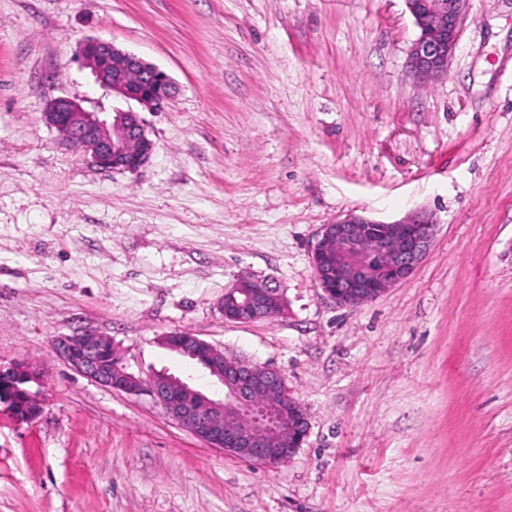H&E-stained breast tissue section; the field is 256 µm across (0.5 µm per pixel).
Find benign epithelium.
I'll return each instance as SVG.
<instances>
[{
  "mask_svg": "<svg viewBox=\"0 0 512 512\" xmlns=\"http://www.w3.org/2000/svg\"><path fill=\"white\" fill-rule=\"evenodd\" d=\"M418 35L408 67L421 83L448 72L459 41L468 0H405ZM78 54L93 70L99 84L113 94L159 112L173 91L170 77L151 63L99 38H85ZM58 140L82 149L102 170L136 172L150 161L155 144L148 137L140 113L133 110L88 112L69 98L51 101L45 113ZM436 224L423 211L385 223L350 213L320 226L311 246L313 273L324 299L340 308L371 301L406 282L426 255ZM284 296L263 279L239 278L224 292V318L254 321L284 311ZM164 343L176 352L189 351L197 363L222 387L223 396L212 398L178 377L161 374L144 382L124 367L113 368L119 357L112 340L94 332L59 337L58 357L86 378L113 390L148 395L179 424L207 445L247 461L279 465L302 447L308 434L304 407L288 395L283 375L268 366L224 358V353L196 336L174 333ZM12 392L0 394V405L20 419L38 413L31 384L40 381L39 370L27 361L0 367V382ZM282 394L281 418L288 437L278 438L258 425H245L240 411L261 393Z\"/></svg>",
  "mask_w": 512,
  "mask_h": 512,
  "instance_id": "1",
  "label": "benign epithelium"
}]
</instances>
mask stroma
Segmentation results:
<instances>
[{
  "label": "stroma",
  "instance_id": "1",
  "mask_svg": "<svg viewBox=\"0 0 512 512\" xmlns=\"http://www.w3.org/2000/svg\"><path fill=\"white\" fill-rule=\"evenodd\" d=\"M416 36L404 0H0V364L43 372L38 417L0 407V512H512V0H469L435 82ZM89 37L175 83L139 172L44 120L135 108L80 63ZM414 209L436 234L408 282L323 298L320 225ZM245 273L285 314L225 320ZM81 331L202 390L163 336L272 367L307 437L274 467L208 447L59 360Z\"/></svg>",
  "mask_w": 512,
  "mask_h": 512
}]
</instances>
